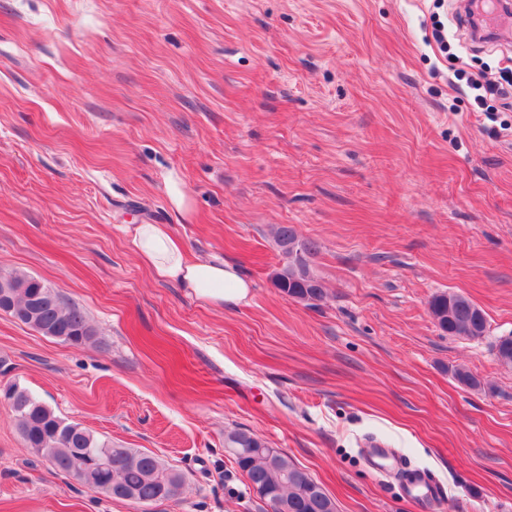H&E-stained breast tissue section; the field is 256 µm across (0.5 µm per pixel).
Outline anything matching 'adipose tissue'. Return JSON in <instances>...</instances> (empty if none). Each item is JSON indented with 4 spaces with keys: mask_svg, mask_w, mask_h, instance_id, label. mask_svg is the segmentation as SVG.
Returning <instances> with one entry per match:
<instances>
[{
    "mask_svg": "<svg viewBox=\"0 0 512 512\" xmlns=\"http://www.w3.org/2000/svg\"><path fill=\"white\" fill-rule=\"evenodd\" d=\"M127 233L134 253L158 278L175 282L216 306L247 302L250 284L234 267L215 260L188 259L169 225L131 224Z\"/></svg>",
    "mask_w": 512,
    "mask_h": 512,
    "instance_id": "1",
    "label": "adipose tissue"
}]
</instances>
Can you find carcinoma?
<instances>
[{"mask_svg":"<svg viewBox=\"0 0 512 512\" xmlns=\"http://www.w3.org/2000/svg\"><path fill=\"white\" fill-rule=\"evenodd\" d=\"M275 243L288 258L274 278L280 293L300 302L322 299L323 281L310 267V257L318 245L298 236L292 226L280 225ZM292 249H287L286 244ZM7 274L14 281L12 305L5 314L38 333L71 345H82L95 336V329L83 310L65 303L61 293L43 279L18 270ZM479 306L468 297L447 292L436 294L429 302L430 313L438 327L448 335L475 339L485 335L487 318L478 314ZM11 400L15 426L26 446L45 457L58 471L77 481L93 483L105 497L136 499L152 504L178 494L183 475L165 465L157 456L134 448L115 446L79 423L60 417L27 388L13 383L0 396ZM224 447L230 448L238 468L258 487L265 500L279 499L288 504V512H336L335 501L324 487L304 473L283 451L271 448L254 433L236 428L224 435ZM105 451L120 462L110 473H102L89 464V456Z\"/></svg>","mask_w":512,"mask_h":512,"instance_id":"1","label":"carcinoma"}]
</instances>
